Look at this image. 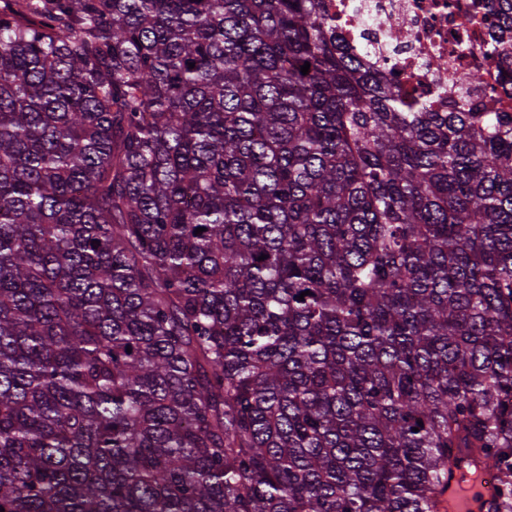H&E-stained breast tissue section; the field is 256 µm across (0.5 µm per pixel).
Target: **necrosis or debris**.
<instances>
[{"instance_id":"1","label":"necrosis or debris","mask_w":512,"mask_h":512,"mask_svg":"<svg viewBox=\"0 0 512 512\" xmlns=\"http://www.w3.org/2000/svg\"><path fill=\"white\" fill-rule=\"evenodd\" d=\"M344 43L370 49L388 84L439 104L441 96L477 112H511L512 85L496 78L489 47L498 33L497 0H324ZM480 71L475 84L463 83Z\"/></svg>"}]
</instances>
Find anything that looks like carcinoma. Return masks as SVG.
<instances>
[{
    "mask_svg": "<svg viewBox=\"0 0 512 512\" xmlns=\"http://www.w3.org/2000/svg\"><path fill=\"white\" fill-rule=\"evenodd\" d=\"M460 455L512 512L511 116L322 0H0V509L440 512Z\"/></svg>",
    "mask_w": 512,
    "mask_h": 512,
    "instance_id": "cac0c4a2",
    "label": "carcinoma"
}]
</instances>
